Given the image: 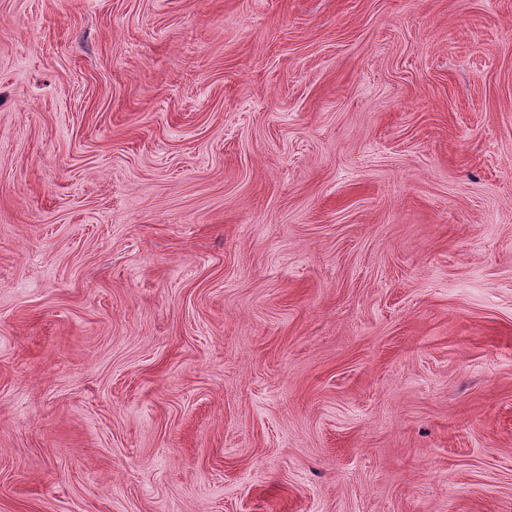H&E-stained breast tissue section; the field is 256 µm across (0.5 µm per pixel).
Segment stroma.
Instances as JSON below:
<instances>
[{"label":"stroma","mask_w":512,"mask_h":512,"mask_svg":"<svg viewBox=\"0 0 512 512\" xmlns=\"http://www.w3.org/2000/svg\"><path fill=\"white\" fill-rule=\"evenodd\" d=\"M0 512H512V0H0Z\"/></svg>","instance_id":"35a3bbf8"}]
</instances>
